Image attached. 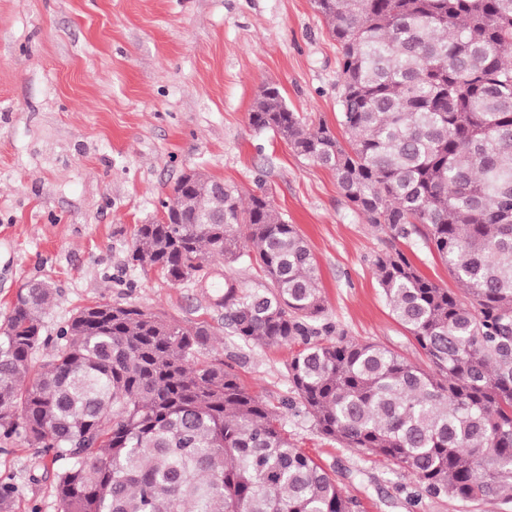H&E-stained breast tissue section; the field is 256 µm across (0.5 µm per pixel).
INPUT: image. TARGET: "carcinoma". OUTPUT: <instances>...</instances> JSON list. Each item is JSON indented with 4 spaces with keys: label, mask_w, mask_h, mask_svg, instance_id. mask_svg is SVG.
Instances as JSON below:
<instances>
[{
    "label": "carcinoma",
    "mask_w": 512,
    "mask_h": 512,
    "mask_svg": "<svg viewBox=\"0 0 512 512\" xmlns=\"http://www.w3.org/2000/svg\"><path fill=\"white\" fill-rule=\"evenodd\" d=\"M340 46L338 138L281 90L258 131L330 168L347 202L394 241L436 252L470 302L400 249L375 257L382 293L426 371L373 342L319 335L316 260L266 196L188 194L140 224L131 260L199 288L245 344L298 342L288 381L321 433L411 472L434 497L512 503V0H314ZM224 218L212 224L213 218ZM215 261L257 264L244 291ZM0 326V440L36 449L29 481L57 512H356L288 441L279 412L212 349L211 325L130 304L77 310L46 343L51 288H23ZM19 487L0 483V512Z\"/></svg>",
    "instance_id": "obj_1"
}]
</instances>
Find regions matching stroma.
<instances>
[{
  "label": "stroma",
  "instance_id": "35a3bbf8",
  "mask_svg": "<svg viewBox=\"0 0 512 512\" xmlns=\"http://www.w3.org/2000/svg\"><path fill=\"white\" fill-rule=\"evenodd\" d=\"M339 56L313 0H0V322L32 281L52 289L50 340L97 302L208 322L252 393L273 408L289 400L290 441L335 475L358 512H512L421 493L410 472L322 435L288 380L296 346H243L218 325L214 289L128 262L137 224L158 215L184 170L263 189L316 259L322 324L425 365L372 265L388 234L352 208L334 172L249 122L260 87L273 83L303 122L337 127ZM399 246L426 277L459 291L420 238ZM34 457L19 442L0 450V482L22 487L12 512L35 502L57 510L50 483L27 481Z\"/></svg>",
  "mask_w": 512,
  "mask_h": 512
}]
</instances>
